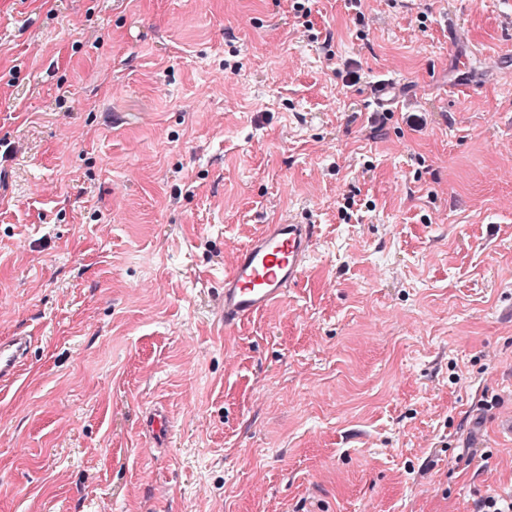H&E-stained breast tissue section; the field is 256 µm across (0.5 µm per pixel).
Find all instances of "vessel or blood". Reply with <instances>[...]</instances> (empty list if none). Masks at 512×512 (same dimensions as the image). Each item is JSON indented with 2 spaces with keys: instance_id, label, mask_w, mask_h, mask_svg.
I'll use <instances>...</instances> for the list:
<instances>
[{
  "instance_id": "vessel-or-blood-1",
  "label": "vessel or blood",
  "mask_w": 512,
  "mask_h": 512,
  "mask_svg": "<svg viewBox=\"0 0 512 512\" xmlns=\"http://www.w3.org/2000/svg\"><path fill=\"white\" fill-rule=\"evenodd\" d=\"M403 88L396 81H374L372 102L385 109L398 103ZM316 227L289 218L265 225L262 232L236 255L224 276L223 301L218 314L233 327L284 300L301 279L312 255ZM31 338L18 332L0 339V384L15 379L28 359Z\"/></svg>"
}]
</instances>
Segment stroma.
<instances>
[{
	"label": "stroma",
	"mask_w": 512,
	"mask_h": 512,
	"mask_svg": "<svg viewBox=\"0 0 512 512\" xmlns=\"http://www.w3.org/2000/svg\"><path fill=\"white\" fill-rule=\"evenodd\" d=\"M291 5L0 0V337L33 338L0 512L512 492V0ZM381 72L406 95L375 134ZM289 214L303 277L222 331L225 271Z\"/></svg>",
	"instance_id": "stroma-1"
}]
</instances>
